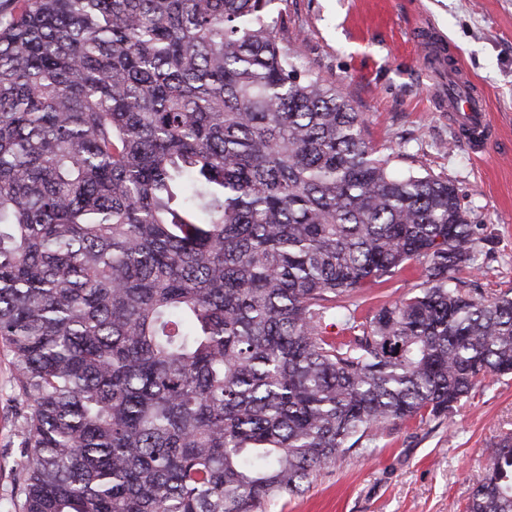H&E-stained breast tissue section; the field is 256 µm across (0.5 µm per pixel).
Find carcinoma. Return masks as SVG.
Wrapping results in <instances>:
<instances>
[{"instance_id": "cac0c4a2", "label": "carcinoma", "mask_w": 512, "mask_h": 512, "mask_svg": "<svg viewBox=\"0 0 512 512\" xmlns=\"http://www.w3.org/2000/svg\"><path fill=\"white\" fill-rule=\"evenodd\" d=\"M273 2L10 0L8 512H257L512 375V295L458 277L456 188L365 142ZM412 262L418 291L359 320ZM466 512H512V433Z\"/></svg>"}]
</instances>
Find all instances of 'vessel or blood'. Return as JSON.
Wrapping results in <instances>:
<instances>
[{
    "label": "vessel or blood",
    "instance_id": "1",
    "mask_svg": "<svg viewBox=\"0 0 512 512\" xmlns=\"http://www.w3.org/2000/svg\"><path fill=\"white\" fill-rule=\"evenodd\" d=\"M448 117L474 153H483L494 135L485 100L461 67L448 72Z\"/></svg>",
    "mask_w": 512,
    "mask_h": 512
}]
</instances>
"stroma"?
I'll return each instance as SVG.
<instances>
[{
  "mask_svg": "<svg viewBox=\"0 0 512 512\" xmlns=\"http://www.w3.org/2000/svg\"><path fill=\"white\" fill-rule=\"evenodd\" d=\"M301 69L352 98L365 139L395 168L448 180L480 239L470 278L484 295L512 289V0H279ZM446 39L484 92L496 139L478 157L448 121L433 62L413 33ZM413 267L357 292L361 314L415 292ZM12 356L0 344V505L12 494L21 427L14 415ZM512 433V375L487 379L441 424L415 421L377 448L320 471L303 495L266 512H464L500 437Z\"/></svg>",
  "mask_w": 512,
  "mask_h": 512,
  "instance_id": "stroma-1",
  "label": "stroma"
}]
</instances>
